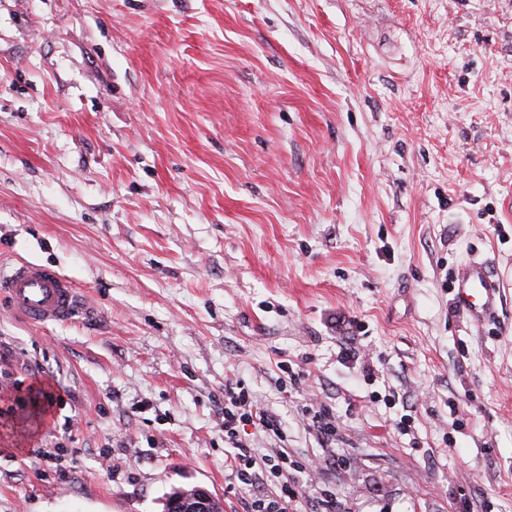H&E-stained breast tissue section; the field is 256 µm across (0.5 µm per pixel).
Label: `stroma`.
<instances>
[{
    "label": "stroma",
    "mask_w": 512,
    "mask_h": 512,
    "mask_svg": "<svg viewBox=\"0 0 512 512\" xmlns=\"http://www.w3.org/2000/svg\"><path fill=\"white\" fill-rule=\"evenodd\" d=\"M472 260L499 290L478 325ZM21 261L87 313L0 294V512L194 485L246 512L232 381L278 420L239 441L287 451L300 512H512V0H0ZM37 380L46 414L14 402ZM492 272L487 262H470L458 270V288L455 308L473 323L494 314L497 291L491 280ZM76 285L48 266L20 262L11 273L2 276L0 292L10 308L34 324L67 323L80 309Z\"/></svg>",
    "instance_id": "stroma-1"
}]
</instances>
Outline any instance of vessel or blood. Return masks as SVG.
Segmentation results:
<instances>
[{"instance_id":"obj_1","label":"vessel or blood","mask_w":512,"mask_h":512,"mask_svg":"<svg viewBox=\"0 0 512 512\" xmlns=\"http://www.w3.org/2000/svg\"><path fill=\"white\" fill-rule=\"evenodd\" d=\"M488 263L471 262L457 273L456 309L471 321L494 314L497 291ZM0 292L11 309L34 324L67 323L80 309L76 285L48 266L22 262L6 276L0 275Z\"/></svg>"}]
</instances>
